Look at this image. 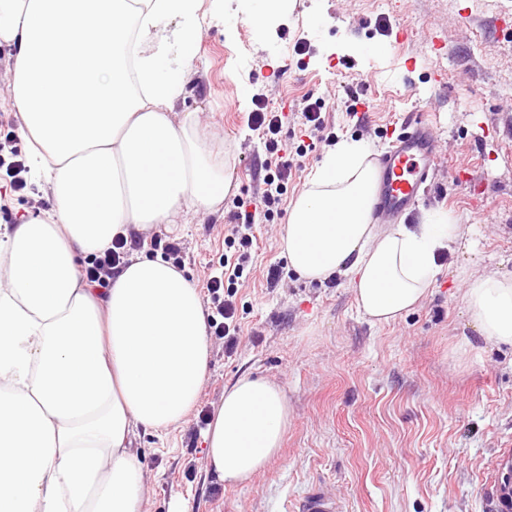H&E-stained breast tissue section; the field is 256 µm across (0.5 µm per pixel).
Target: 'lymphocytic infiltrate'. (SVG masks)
<instances>
[{
    "mask_svg": "<svg viewBox=\"0 0 512 512\" xmlns=\"http://www.w3.org/2000/svg\"><path fill=\"white\" fill-rule=\"evenodd\" d=\"M253 103L255 108L249 115V121L264 139L269 154L275 155V168L265 178L261 196L252 210L235 213L236 223L224 240L229 253L224 257L223 268L210 274L205 284L206 299L215 310L210 327L214 336L223 339L224 351L228 354L235 351L238 342L240 324L236 294L240 281L250 273L254 227L273 220L274 210L287 191L291 175L290 163L278 157V136L286 120L284 113L270 109L265 98L259 95L254 97ZM133 249V244L115 240L111 248L89 259L84 269L86 280L99 288L109 287L113 273L124 264Z\"/></svg>",
    "mask_w": 512,
    "mask_h": 512,
    "instance_id": "1",
    "label": "lymphocytic infiltrate"
}]
</instances>
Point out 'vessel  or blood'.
I'll use <instances>...</instances> for the list:
<instances>
[{"label": "vessel or blood", "mask_w": 512, "mask_h": 512, "mask_svg": "<svg viewBox=\"0 0 512 512\" xmlns=\"http://www.w3.org/2000/svg\"><path fill=\"white\" fill-rule=\"evenodd\" d=\"M438 152L431 128L417 115L405 119L391 136L387 150L375 160L377 219L413 210L437 167ZM489 487L495 512H512V481L493 472Z\"/></svg>", "instance_id": "vessel-or-blood-1"}]
</instances>
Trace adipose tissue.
I'll list each match as a JSON object with an SVG mask.
<instances>
[{
    "label": "adipose tissue",
    "instance_id": "ef3b65f1",
    "mask_svg": "<svg viewBox=\"0 0 512 512\" xmlns=\"http://www.w3.org/2000/svg\"><path fill=\"white\" fill-rule=\"evenodd\" d=\"M201 0H0L15 46L8 95L29 175L52 206L0 225V512H144L136 430L184 421L208 376L196 285L159 256L132 257L107 288L79 274L117 236L220 209L229 162L171 113L198 55ZM376 167L343 141L314 170L281 235L301 280L341 275L359 313L396 321L423 301L441 251L472 227L434 212L416 226L373 220ZM486 346L512 348V274L461 295ZM283 387L245 373L205 433L207 470L246 483L288 431Z\"/></svg>",
    "mask_w": 512,
    "mask_h": 512
}]
</instances>
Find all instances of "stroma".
Here are the masks:
<instances>
[{"label":"stroma","instance_id":"35a3bbf8","mask_svg":"<svg viewBox=\"0 0 512 512\" xmlns=\"http://www.w3.org/2000/svg\"><path fill=\"white\" fill-rule=\"evenodd\" d=\"M200 48L177 112H195L213 149L226 151L232 189L222 212L189 215L155 236L179 243L197 286L224 260L238 201L263 185L269 158L248 124L260 95L275 110L325 102V141L298 153L299 125L280 147L292 164L272 222L257 226L253 272L236 296L239 345L210 340L208 377L187 421L136 432L147 470L146 512H298L306 495H335L341 512H490L487 474L512 445V350L485 347L461 302L459 270L512 272V0H292L264 39L242 0H203ZM371 102L356 120L353 101ZM426 113L438 140L434 184L401 223L432 210L476 227L474 247L439 257L422 304L374 325L344 278L309 283L284 272L280 230L330 141L379 154L385 131ZM276 380L290 425L280 454L227 488L206 471L199 417L214 414L242 374Z\"/></svg>","mask_w":512,"mask_h":512}]
</instances>
